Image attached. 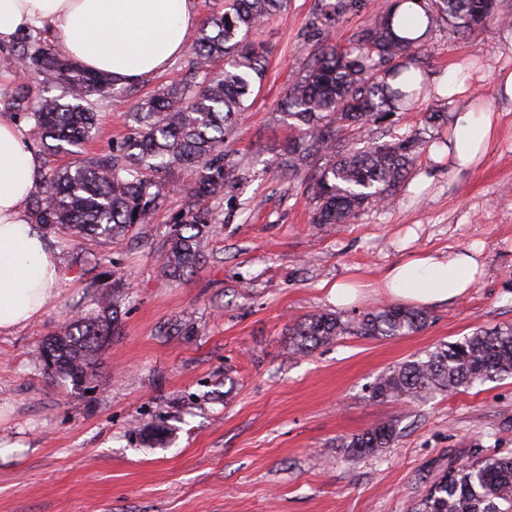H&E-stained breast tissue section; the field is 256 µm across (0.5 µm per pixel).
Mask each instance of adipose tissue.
I'll return each instance as SVG.
<instances>
[{"label": "adipose tissue", "instance_id": "ef3b65f1", "mask_svg": "<svg viewBox=\"0 0 512 512\" xmlns=\"http://www.w3.org/2000/svg\"><path fill=\"white\" fill-rule=\"evenodd\" d=\"M198 23L196 0H0V47L40 30L63 55L133 84L162 72L180 55ZM454 133L440 150L466 170L496 138L492 111L456 112ZM40 158L27 128L0 114V334L40 316L62 279L49 236L32 223L28 206L38 188ZM484 273L479 250L424 252L389 266L384 295L432 307L456 300Z\"/></svg>", "mask_w": 512, "mask_h": 512}]
</instances>
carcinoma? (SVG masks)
I'll use <instances>...</instances> for the list:
<instances>
[{
	"label": "carcinoma",
	"instance_id": "carcinoma-1",
	"mask_svg": "<svg viewBox=\"0 0 512 512\" xmlns=\"http://www.w3.org/2000/svg\"><path fill=\"white\" fill-rule=\"evenodd\" d=\"M404 3L421 9L400 11ZM364 0H317L310 26L316 49L292 80L278 110L293 120L296 135L280 149L282 176L306 177L314 203L313 224H349L358 214L390 198L433 144L428 128L448 123L446 108L423 115L421 126L385 140L368 125L414 108L427 91L421 58L437 31L470 35L498 14V0H381L348 48L333 39L336 23L361 12ZM288 10V0H224V9L197 29L192 59L180 79L138 101L128 113L130 133L105 154L81 147L95 134L88 106L112 87L107 76L87 71L40 44H23L18 58L29 72L57 84L63 95L32 96L20 87L7 111L26 121L47 155H68L63 168L48 167L29 202L34 223L61 228L73 239L95 237L104 244L148 224L176 185L175 174L195 168L185 185L193 204L171 226L160 254L171 278L200 263L203 241L215 223L211 201L236 183L238 164L224 143L235 132L245 101L261 81L267 49L252 35L269 18ZM224 67L214 70L218 62ZM124 284L113 277L101 292L99 309L69 322L42 345L45 369L78 387L111 343L120 326ZM424 310L385 306L356 317L314 312L288 326V346L305 354L346 336L394 338L424 329ZM512 376V324L479 329L455 342L405 361L378 375L369 398L378 403L422 398L473 388ZM397 438L392 422L341 440L351 457L375 455ZM410 512H512V456L476 455L460 464L448 458Z\"/></svg>",
	"mask_w": 512,
	"mask_h": 512
}]
</instances>
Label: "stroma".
Returning a JSON list of instances; mask_svg holds the SVG:
<instances>
[{
  "label": "stroma",
  "mask_w": 512,
  "mask_h": 512,
  "mask_svg": "<svg viewBox=\"0 0 512 512\" xmlns=\"http://www.w3.org/2000/svg\"><path fill=\"white\" fill-rule=\"evenodd\" d=\"M316 0H290L257 39L264 76L228 144L245 179L214 202L219 219L194 273L164 274L158 259L188 208L170 192L152 223L112 245L50 231L63 271L58 296L33 322L0 335V512H408L448 465L473 453L512 454V378L454 394L376 403L383 371L478 328L512 324V101L496 79L512 70V26L488 20L469 36L435 33L427 80L455 75L464 94H427L394 113L390 135L423 112L490 109L497 139L473 168L450 171L434 148L384 204L343 227L311 221L306 181L281 178L273 150L294 129L276 111L315 48ZM187 61L92 97L99 130L89 155L129 132L127 107L174 82ZM482 248L485 273L463 297L430 308L407 336H348L306 355L288 349L289 324L314 311L352 317L386 304L376 291L388 266L421 251ZM128 286L120 329L82 387L48 374V334L93 312L113 277ZM365 286L340 310L328 287ZM391 421L394 444L349 458L342 438Z\"/></svg>",
  "instance_id": "stroma-1"
}]
</instances>
